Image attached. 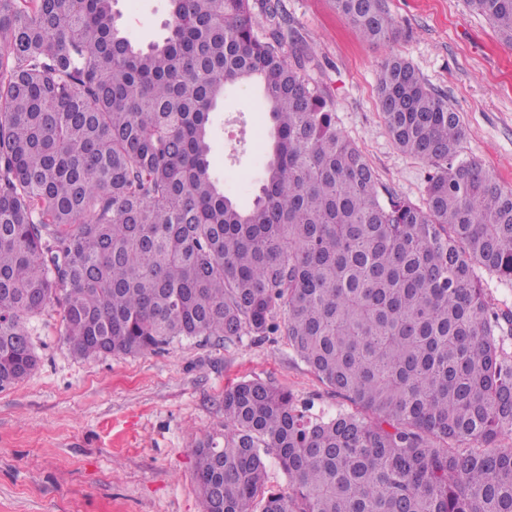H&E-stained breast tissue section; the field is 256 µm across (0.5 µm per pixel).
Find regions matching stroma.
<instances>
[{"label":"stroma","instance_id":"1","mask_svg":"<svg viewBox=\"0 0 512 512\" xmlns=\"http://www.w3.org/2000/svg\"><path fill=\"white\" fill-rule=\"evenodd\" d=\"M308 75L332 98L336 124L379 182L422 204L430 168L392 141L377 99L380 65L408 60L447 97L465 128L463 151L512 188V45L464 0H387L398 31L389 45L364 40L332 0H282ZM134 41L166 33L167 0H118ZM258 92L228 88L215 112L212 171L224 192L252 204L266 162L226 159L239 137L229 116L261 111ZM37 369L0 389V512H203L193 450L224 431V390L259 378L313 413L346 403L310 372L284 333L227 345L201 337L163 351L84 360L48 312L32 322Z\"/></svg>","mask_w":512,"mask_h":512}]
</instances>
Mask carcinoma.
I'll list each match as a JSON object with an SVG mask.
<instances>
[{"label": "carcinoma", "mask_w": 512, "mask_h": 512, "mask_svg": "<svg viewBox=\"0 0 512 512\" xmlns=\"http://www.w3.org/2000/svg\"><path fill=\"white\" fill-rule=\"evenodd\" d=\"M115 0H0V389L38 365L52 308L82 359L284 330L353 410L298 408L259 378L224 391V434L194 448L203 512H512V189L462 154L458 111L414 67L378 74L395 145L431 167L425 205L388 195L286 51L272 0H169L146 48ZM372 43L384 0H333ZM266 25L258 27L256 5ZM512 44V0H468ZM256 84L272 122L260 194L211 174V115ZM273 458L288 495L267 485ZM485 293L495 307L512 310V283L500 280L484 270L478 271Z\"/></svg>", "instance_id": "carcinoma-1"}]
</instances>
